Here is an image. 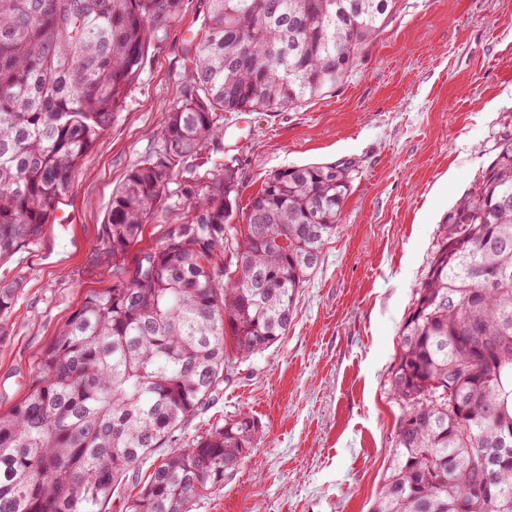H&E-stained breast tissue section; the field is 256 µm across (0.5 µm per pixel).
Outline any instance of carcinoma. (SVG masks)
Returning <instances> with one entry per match:
<instances>
[{
	"label": "carcinoma",
	"mask_w": 512,
	"mask_h": 512,
	"mask_svg": "<svg viewBox=\"0 0 512 512\" xmlns=\"http://www.w3.org/2000/svg\"><path fill=\"white\" fill-rule=\"evenodd\" d=\"M207 0L162 145L112 193L101 253L122 280L87 295L0 413V512H102L242 363L287 335L336 235L351 163L270 173L237 210L235 158L213 161L216 110L275 112L336 89L399 0ZM184 0H0V261L52 223ZM168 225L129 265L154 213ZM402 325L391 386L405 403L372 512H512V133L448 214ZM21 282H0V313ZM451 383L462 411L437 383ZM247 412L171 450L125 512H193L236 474Z\"/></svg>",
	"instance_id": "carcinoma-1"
}]
</instances>
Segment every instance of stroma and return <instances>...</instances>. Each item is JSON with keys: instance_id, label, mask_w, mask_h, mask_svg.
<instances>
[{"instance_id": "35a3bbf8", "label": "stroma", "mask_w": 512, "mask_h": 512, "mask_svg": "<svg viewBox=\"0 0 512 512\" xmlns=\"http://www.w3.org/2000/svg\"><path fill=\"white\" fill-rule=\"evenodd\" d=\"M205 26L206 0H185L61 201L70 223L46 225L0 262V280L22 283L0 315V413L22 400L40 351L83 299L116 284L93 247L113 190L158 148ZM223 121L239 207L285 166L351 161L354 180L287 336L232 366L166 446L192 447L246 411L258 423L250 450L195 512H371L397 445L390 377L414 289L448 212L512 131V0H400L336 90Z\"/></svg>"}]
</instances>
